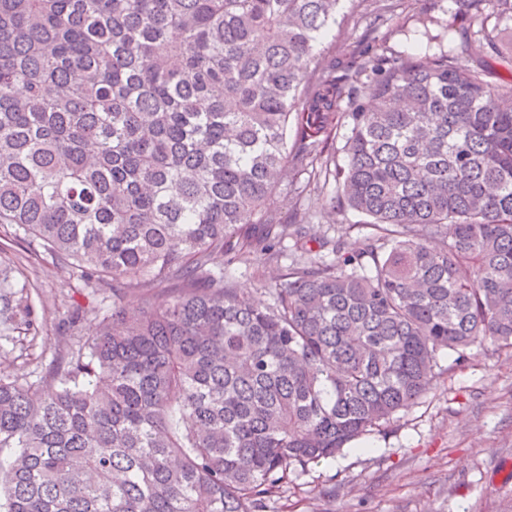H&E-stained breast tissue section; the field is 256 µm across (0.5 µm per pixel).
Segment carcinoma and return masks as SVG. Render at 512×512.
<instances>
[{"mask_svg": "<svg viewBox=\"0 0 512 512\" xmlns=\"http://www.w3.org/2000/svg\"><path fill=\"white\" fill-rule=\"evenodd\" d=\"M343 2L0 0V224L112 293L38 381L0 373V512H264L415 405L441 353L512 347V81L484 55L512 0H456L470 68L364 53L338 75L318 46ZM352 73L329 218L375 233L346 253L270 200L333 142ZM289 238L327 253L264 306L213 266ZM0 324L37 333L8 268Z\"/></svg>", "mask_w": 512, "mask_h": 512, "instance_id": "1", "label": "carcinoma"}]
</instances>
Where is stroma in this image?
I'll use <instances>...</instances> for the list:
<instances>
[{
  "label": "stroma",
  "instance_id": "35a3bbf8",
  "mask_svg": "<svg viewBox=\"0 0 512 512\" xmlns=\"http://www.w3.org/2000/svg\"><path fill=\"white\" fill-rule=\"evenodd\" d=\"M454 0H348L325 37L321 56L346 64L363 49L418 59L457 53L470 38L455 15ZM350 121L340 118L333 143L313 163L291 170L275 190L271 207L284 224H315L341 238L345 251L370 234L354 211L335 222L326 212L337 190L335 170L345 167ZM0 254L26 281L39 334L0 353V372L34 381L51 361L65 356L95 330V312L108 308L102 295L83 291L79 272L64 266L31 239L0 224ZM292 250L276 262L224 268V276L260 303L264 284L288 265ZM85 314L74 318L75 307ZM444 373L411 409L399 413L365 448L310 464L291 475L284 496L268 512H512V348L466 350L461 362L440 356Z\"/></svg>",
  "mask_w": 512,
  "mask_h": 512
}]
</instances>
